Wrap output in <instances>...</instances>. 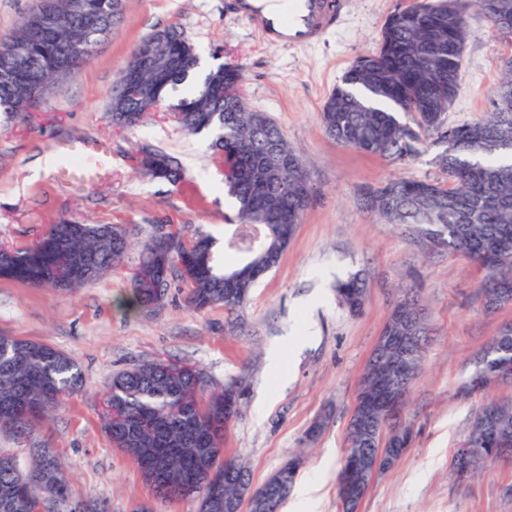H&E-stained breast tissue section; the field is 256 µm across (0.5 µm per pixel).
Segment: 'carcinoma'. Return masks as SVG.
I'll return each instance as SVG.
<instances>
[{
	"label": "carcinoma",
	"mask_w": 512,
	"mask_h": 512,
	"mask_svg": "<svg viewBox=\"0 0 512 512\" xmlns=\"http://www.w3.org/2000/svg\"><path fill=\"white\" fill-rule=\"evenodd\" d=\"M52 0H39L10 35L14 39L31 33L39 14ZM89 10L101 24L80 17L71 19L72 38L80 60L88 61L102 32L115 28L124 18L125 0H87ZM160 44L180 61L164 79L138 73L141 80L158 85L153 107L138 100L123 103V112H111L112 126L131 130L152 110L166 104L168 92L192 79L187 97L171 107L170 117L190 133L215 134L216 151H224V189L237 205L235 228L270 227L250 244L253 261H279L294 238L311 199L307 175L297 152L280 127L263 112H250L236 81V71L224 74L228 98L208 91V76L195 79L199 55L182 35L163 30ZM467 24L450 9L424 15L416 11L384 22L378 50L357 57L323 103L321 120L325 132L341 145L386 158L407 159L419 153L432 138L442 146L437 162L443 171L461 162L451 179H391L364 192L363 205L387 223L401 228L416 242L441 240V249L473 260L483 272L479 293L494 296L499 286L512 283V162L503 163L497 144L512 141V108L494 110L484 118L459 125L447 121L448 86H458L460 68L455 66L456 43L466 40ZM71 54L59 48L51 36L29 41L26 55L12 58L0 68V112L8 118L30 111L29 97L51 72L71 67ZM419 108L420 120L406 127L395 118L401 109ZM269 161L288 159L286 166L269 163L247 168V156ZM154 179L176 184L183 178L178 158L156 153L145 165ZM201 243L218 254V241L200 234L189 242L175 234L154 237L143 243L138 273L131 274L135 303L148 307L160 302L168 280L149 276V271L167 274L175 269L187 283V303L196 310L222 305L227 310L242 306L248 296L224 287V274L204 258L184 268L183 256ZM500 252L486 259L484 246ZM130 247L126 231L106 224H51L34 244L17 248L0 245V264L24 259L33 267L54 266L65 270L87 258L95 260L98 274L121 266ZM341 304L351 313L362 310L366 288L354 275L336 285ZM405 302L389 316L385 328L394 336L408 332L409 324L422 312L418 295L411 289ZM504 366L512 368V334L495 337L475 362L470 383L490 381ZM172 364L153 359L112 376L102 395L117 416L101 415L102 428L113 445L142 469L151 464V448H172L170 482L156 488L163 497H183L191 485L199 512H224L209 507L212 497H234L238 486L250 482L239 460L224 457V391L236 386L229 381L211 387L199 368L172 375ZM84 378L76 362L65 352L47 344L0 335V433L29 437L39 423L63 399L83 390ZM498 432L512 437V401H491ZM386 423V435L397 438L405 427L385 421L378 410L368 422L348 426L346 460L337 485L354 480L361 461L375 451L372 425ZM467 439L476 446L458 477L470 478L490 464L478 446L484 435L472 426ZM69 473L55 451L45 445L31 449L27 467L16 456L0 452V512H58L67 501Z\"/></svg>",
	"instance_id": "obj_1"
}]
</instances>
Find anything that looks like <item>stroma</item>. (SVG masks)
I'll list each match as a JSON object with an SVG mask.
<instances>
[{
    "instance_id": "stroma-1",
    "label": "stroma",
    "mask_w": 512,
    "mask_h": 512,
    "mask_svg": "<svg viewBox=\"0 0 512 512\" xmlns=\"http://www.w3.org/2000/svg\"><path fill=\"white\" fill-rule=\"evenodd\" d=\"M406 0H347L337 27L321 42L276 47L257 24L237 14L234 0H125L123 22L65 87L22 119H0V243L34 242L47 225L119 224L136 246L123 264L72 292L0 279V334L36 341L72 356L85 388L67 398L33 440L51 445L70 468L71 502L101 501L111 512H198L193 497L162 499L136 464L113 447L99 422V394L114 373L163 357L203 369L222 384L233 378L246 390L240 416L224 437L226 455L239 457L254 484L285 462L302 466L282 512H338L336 474L348 422L367 360L389 316L397 289L420 291L429 346L406 410L414 441L391 470L377 475L359 512H512V466L490 465L460 479L454 451L481 405L512 400V384L481 393L462 387L475 359L512 326V305L486 311L479 267L445 251L431 253L360 204L364 187L393 178L444 180L436 162L441 147L426 141L413 158L393 160L336 144L324 132L321 107L350 62L372 53L387 17ZM177 29L195 45L203 68L224 62L242 71L249 109L269 115L299 154L312 200L278 265L237 311H201L186 304L187 288L171 278L164 299L130 306V274L140 242L159 233L202 231L223 239L235 209L224 192V167L209 134L183 131L164 113L128 131L108 116L120 71L146 35ZM461 81L448 112L452 123L485 116L512 53L478 8H470ZM76 137L100 140L112 151L109 176L87 186L58 174L59 145ZM177 157L182 182L146 175V151ZM55 157V170L35 161ZM366 279L362 311L353 315L336 299L337 281ZM284 351L286 377L268 364ZM329 420L316 438L309 426Z\"/></svg>"
}]
</instances>
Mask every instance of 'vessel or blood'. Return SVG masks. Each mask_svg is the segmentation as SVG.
I'll use <instances>...</instances> for the list:
<instances>
[{
  "instance_id": "obj_1",
  "label": "vessel or blood",
  "mask_w": 512,
  "mask_h": 512,
  "mask_svg": "<svg viewBox=\"0 0 512 512\" xmlns=\"http://www.w3.org/2000/svg\"><path fill=\"white\" fill-rule=\"evenodd\" d=\"M237 8L257 22L267 42L274 46H303L319 40L337 22L344 0H237ZM75 158L67 170L71 180L86 182L110 164V150L101 142L76 139L61 147Z\"/></svg>"
}]
</instances>
